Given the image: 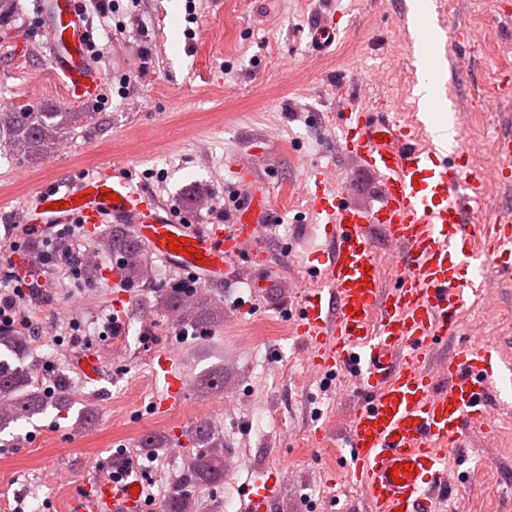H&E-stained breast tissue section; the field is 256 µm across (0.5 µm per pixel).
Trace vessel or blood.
Returning <instances> with one entry per match:
<instances>
[{"mask_svg":"<svg viewBox=\"0 0 512 512\" xmlns=\"http://www.w3.org/2000/svg\"><path fill=\"white\" fill-rule=\"evenodd\" d=\"M54 30L49 52L71 94L98 96L104 76L87 58L90 31L75 0L43 4ZM311 43L327 50L339 31L329 15L314 19ZM391 102L376 110L350 105L340 124L343 152L378 178L379 201L365 208L338 188L316 189L311 207L323 215L324 241L311 251L319 285L298 301L293 330L310 345L309 367L319 373L352 372L361 401L348 433L354 475L371 512H440L450 449L465 447L470 433L489 431L493 350L461 340L470 289L480 287L486 265L512 275V211L493 213L488 224L470 223L481 178L462 146L419 144L414 128L394 124ZM241 202L227 224L177 220L140 184L110 161L72 181L45 184L26 206L22 222L43 234L57 225L93 227L112 220L133 225L137 241L178 272L220 286L231 262L257 248L259 227L273 221V204L252 164L231 170ZM381 229L399 252L383 271L373 244ZM185 241L181 251L169 241ZM457 340L442 361L434 356ZM152 376L162 386L154 409L166 413L186 402L184 378L171 351H156ZM282 480L259 473L249 486L246 512H270ZM141 475L122 456L96 493L71 500L70 512H140Z\"/></svg>","mask_w":512,"mask_h":512,"instance_id":"vessel-or-blood-1","label":"vessel or blood"}]
</instances>
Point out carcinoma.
<instances>
[{"label":"carcinoma","instance_id":"obj_1","mask_svg":"<svg viewBox=\"0 0 512 512\" xmlns=\"http://www.w3.org/2000/svg\"><path fill=\"white\" fill-rule=\"evenodd\" d=\"M78 116L77 112H0V137L16 153L39 157L55 148ZM110 257L116 258L117 267L128 280L135 281L143 276L145 249L127 230L113 227L101 231L96 238V248L86 257V262L95 265ZM164 308L180 325H206L224 318V309L207 293L184 284L170 290ZM26 344L25 336L0 330V346L5 349L18 351ZM45 405L44 394L29 367L0 362V431L40 413ZM193 443L204 448V453L193 459L172 487L160 512H191V488L224 480V436L203 421L195 425Z\"/></svg>","mask_w":512,"mask_h":512}]
</instances>
